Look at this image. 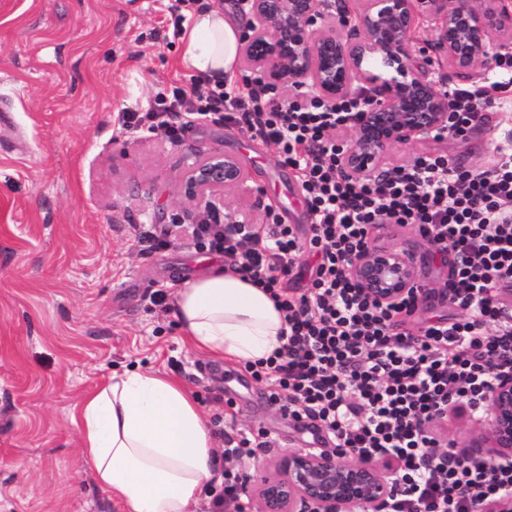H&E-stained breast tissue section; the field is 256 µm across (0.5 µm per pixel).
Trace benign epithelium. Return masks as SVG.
<instances>
[{
	"label": "benign epithelium",
	"instance_id": "1",
	"mask_svg": "<svg viewBox=\"0 0 512 512\" xmlns=\"http://www.w3.org/2000/svg\"><path fill=\"white\" fill-rule=\"evenodd\" d=\"M247 19L241 69L286 97L358 104L350 133L337 143L342 173L360 182L383 175L388 151L441 133L457 136L440 86L450 77L475 82L512 53V0H237ZM378 63L393 73L375 74ZM180 193L206 211L224 196L254 188L234 156L193 152ZM350 278L379 305L409 294L427 297L409 254L370 244L353 257ZM468 446L472 459L512 458V370L497 376ZM393 470L356 453L292 451L275 470L244 483L252 512H387Z\"/></svg>",
	"mask_w": 512,
	"mask_h": 512
}]
</instances>
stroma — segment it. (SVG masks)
<instances>
[{
	"mask_svg": "<svg viewBox=\"0 0 512 512\" xmlns=\"http://www.w3.org/2000/svg\"><path fill=\"white\" fill-rule=\"evenodd\" d=\"M235 0H0V512H123L80 452L70 415L113 371L139 367L181 381L215 437L217 470H236L225 441L247 435L252 479L309 447V433L267 400L269 384L197 352L171 302L177 288L221 262L187 225L204 215L177 194L187 153L230 154L262 189V207L228 195L264 224L265 205L308 231L303 191L276 146L198 118L178 141L121 127L189 75L171 14ZM512 129V87L465 137L394 147L390 165L447 154L488 166ZM165 239L157 249L141 237ZM415 227L380 242L412 252L423 284L443 287L449 262L418 246ZM168 300L157 305V292Z\"/></svg>",
	"mask_w": 512,
	"mask_h": 512,
	"instance_id": "stroma-1",
	"label": "stroma"
}]
</instances>
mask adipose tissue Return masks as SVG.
I'll use <instances>...</instances> for the list:
<instances>
[{
    "mask_svg": "<svg viewBox=\"0 0 512 512\" xmlns=\"http://www.w3.org/2000/svg\"><path fill=\"white\" fill-rule=\"evenodd\" d=\"M242 21L215 7L182 25L181 62L194 75L234 81ZM175 316L191 347L247 365L286 342L288 325L266 289L226 265L177 289ZM97 482L128 512H197L213 475V433L177 381L139 368L113 373L71 417Z\"/></svg>",
    "mask_w": 512,
    "mask_h": 512,
    "instance_id": "1",
    "label": "adipose tissue"
}]
</instances>
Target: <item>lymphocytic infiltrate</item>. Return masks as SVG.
<instances>
[{
	"mask_svg": "<svg viewBox=\"0 0 512 512\" xmlns=\"http://www.w3.org/2000/svg\"><path fill=\"white\" fill-rule=\"evenodd\" d=\"M512 86V62L489 83L458 89L451 107L460 131ZM211 115L250 140L275 145L304 192L309 237L267 208L263 230L192 225L197 244L235 258L239 272L266 288L284 312L288 342L252 364L270 400L300 424L326 433L335 449L394 467L389 512H482L512 499V461L464 460L436 432L459 405L482 414L502 364H512V307L496 294L512 282V140L495 164L471 173L447 155L423 154L383 177L349 181L336 162V132L357 116L354 105L280 98L256 80L204 85L190 78L149 112H120L129 128L149 123L170 139L185 131L181 115ZM388 225L414 226L435 254L453 255L444 292L463 318L407 329L416 296L381 306L363 295L347 266ZM315 258L310 288L288 294L282 283L301 254Z\"/></svg>",
	"mask_w": 512,
	"mask_h": 512,
	"instance_id": "f902f5d3",
	"label": "lymphocytic infiltrate"
}]
</instances>
